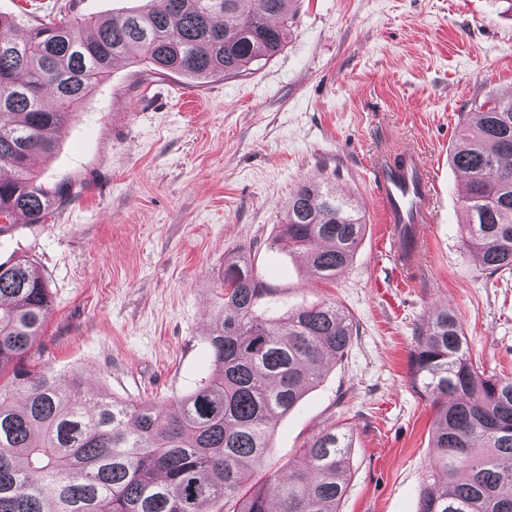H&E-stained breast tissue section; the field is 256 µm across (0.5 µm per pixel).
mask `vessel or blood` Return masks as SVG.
Instances as JSON below:
<instances>
[{
    "instance_id": "1",
    "label": "vessel or blood",
    "mask_w": 512,
    "mask_h": 512,
    "mask_svg": "<svg viewBox=\"0 0 512 512\" xmlns=\"http://www.w3.org/2000/svg\"><path fill=\"white\" fill-rule=\"evenodd\" d=\"M401 165L381 158L373 167L379 187L383 218L386 224L421 228L435 219L433 184L424 172L415 150L401 151Z\"/></svg>"
}]
</instances>
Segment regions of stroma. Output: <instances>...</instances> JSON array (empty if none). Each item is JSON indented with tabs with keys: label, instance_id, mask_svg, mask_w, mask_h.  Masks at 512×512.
Masks as SVG:
<instances>
[{
	"label": "stroma",
	"instance_id": "obj_1",
	"mask_svg": "<svg viewBox=\"0 0 512 512\" xmlns=\"http://www.w3.org/2000/svg\"><path fill=\"white\" fill-rule=\"evenodd\" d=\"M138 0H0L34 19L126 11ZM283 48L245 73L198 82L122 63L52 157L46 189L70 182L43 224L0 236V262L30 260L53 300L37 365L81 372L126 401L192 391L210 366L209 314L227 256L247 249L259 313L333 303L356 333L345 357L281 418L262 480L329 428L352 436L339 512H417L434 409L410 354L430 312L457 315L486 373L512 374V273L487 275L465 245V181L449 164L464 112L512 94L507 0H290ZM413 147L435 186L436 221L411 270L389 257L370 166ZM330 179L361 205L365 234L334 282L274 241L290 192Z\"/></svg>",
	"mask_w": 512,
	"mask_h": 512
}]
</instances>
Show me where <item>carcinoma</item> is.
I'll return each instance as SVG.
<instances>
[{
  "mask_svg": "<svg viewBox=\"0 0 512 512\" xmlns=\"http://www.w3.org/2000/svg\"><path fill=\"white\" fill-rule=\"evenodd\" d=\"M285 0H139L104 21L41 20L23 38L0 15V234L22 216L43 224L50 192L31 160L50 157L86 99L125 61L154 74L209 81L235 76L283 46ZM466 174V245L488 274L512 270V95L465 113L449 156ZM358 202L325 181L288 198L274 245L333 280L365 233ZM265 288L246 251L224 258L211 315V364L191 392L129 402L89 388L82 374L31 365L52 308L25 259L0 262V512H338L351 436L329 429L300 467L252 481L278 419L348 351L354 324L334 304L255 314ZM411 369L431 397L434 453L418 512H512V374L487 376L444 307L418 333Z\"/></svg>",
  "mask_w": 512,
  "mask_h": 512,
  "instance_id": "cac0c4a2",
  "label": "carcinoma"
}]
</instances>
